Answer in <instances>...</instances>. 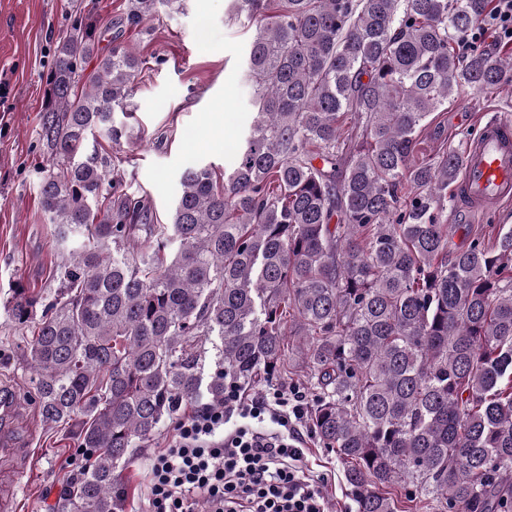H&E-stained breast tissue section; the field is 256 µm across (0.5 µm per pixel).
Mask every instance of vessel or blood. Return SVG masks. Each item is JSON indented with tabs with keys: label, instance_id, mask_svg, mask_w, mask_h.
<instances>
[{
	"label": "vessel or blood",
	"instance_id": "1",
	"mask_svg": "<svg viewBox=\"0 0 512 512\" xmlns=\"http://www.w3.org/2000/svg\"><path fill=\"white\" fill-rule=\"evenodd\" d=\"M457 194L476 210H496L512 201V120L493 118L486 122L465 154ZM17 408L14 393L0 386V460L26 457V449L7 441L6 432ZM19 470L0 468V512H17L14 487Z\"/></svg>",
	"mask_w": 512,
	"mask_h": 512
}]
</instances>
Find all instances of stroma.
Masks as SVG:
<instances>
[{
	"label": "stroma",
	"mask_w": 512,
	"mask_h": 512,
	"mask_svg": "<svg viewBox=\"0 0 512 512\" xmlns=\"http://www.w3.org/2000/svg\"><path fill=\"white\" fill-rule=\"evenodd\" d=\"M68 0H0V383L18 398L14 436L30 455L16 485L20 512H53L64 477L76 473L77 439L69 427L45 423L31 367L32 325L7 314L16 284L45 299L58 286L61 261L53 225L47 224L36 192L46 160L37 147L44 74L54 57L53 30L66 23ZM253 30L235 18L231 0H184L182 10L160 13L150 34L122 33L149 60L135 80L125 122L133 137L107 144L136 195L147 198L155 223H169L181 172L191 164L216 172L233 168L237 148L254 117L246 58ZM512 116V84L449 102L419 135L422 147L447 136L449 146L473 140L491 117ZM305 463L329 481L322 491L329 512H355L334 456L301 424ZM165 421L140 442L122 472L128 492L125 512H145L152 457L172 438Z\"/></svg>",
	"instance_id": "1"
}]
</instances>
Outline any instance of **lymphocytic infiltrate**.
<instances>
[{"label": "lymphocytic infiltrate", "mask_w": 512, "mask_h": 512, "mask_svg": "<svg viewBox=\"0 0 512 512\" xmlns=\"http://www.w3.org/2000/svg\"><path fill=\"white\" fill-rule=\"evenodd\" d=\"M512 41V0H497L490 16L459 44L470 52L486 31ZM306 414L298 391L273 387L244 401L239 384L222 399L180 418L166 448L153 458L148 512H328L294 436Z\"/></svg>", "instance_id": "obj_1"}]
</instances>
